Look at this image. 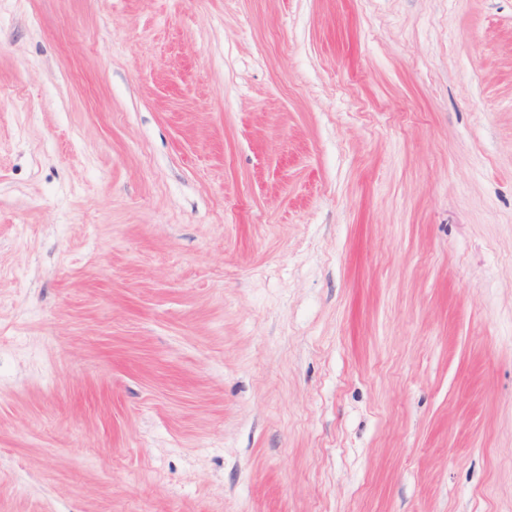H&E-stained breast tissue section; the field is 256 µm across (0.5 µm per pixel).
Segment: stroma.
<instances>
[{
    "label": "stroma",
    "mask_w": 512,
    "mask_h": 512,
    "mask_svg": "<svg viewBox=\"0 0 512 512\" xmlns=\"http://www.w3.org/2000/svg\"><path fill=\"white\" fill-rule=\"evenodd\" d=\"M0 512H512V0H0Z\"/></svg>",
    "instance_id": "stroma-1"
}]
</instances>
